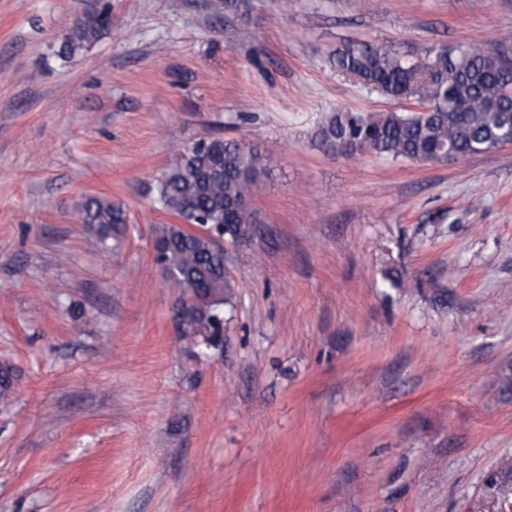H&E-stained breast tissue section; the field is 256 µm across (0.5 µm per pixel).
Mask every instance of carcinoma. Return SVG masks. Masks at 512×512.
<instances>
[{"label":"carcinoma","mask_w":512,"mask_h":512,"mask_svg":"<svg viewBox=\"0 0 512 512\" xmlns=\"http://www.w3.org/2000/svg\"><path fill=\"white\" fill-rule=\"evenodd\" d=\"M109 26L103 14L76 24L65 38L61 53L74 55ZM428 62L404 59L391 48L367 41L350 43L332 54L336 70L391 99H425L431 111L422 116L397 112L334 113L322 125V146L348 152L346 142L359 138L360 152L379 158L417 162L438 161L448 155H471L497 146L496 134L512 119V61L476 55L468 46L456 55L431 48ZM267 159L238 141L210 137L205 147L178 153L158 179L155 202L160 209L188 226H215L217 234L242 237L258 222L248 200ZM82 223L101 243L123 232V208L101 197L81 205ZM156 261L178 276L184 295L195 303L186 322L189 345L224 335V310L231 301V283L224 274V248L208 232L194 233L176 225L161 229ZM13 392V371L0 367V400Z\"/></svg>","instance_id":"carcinoma-1"}]
</instances>
